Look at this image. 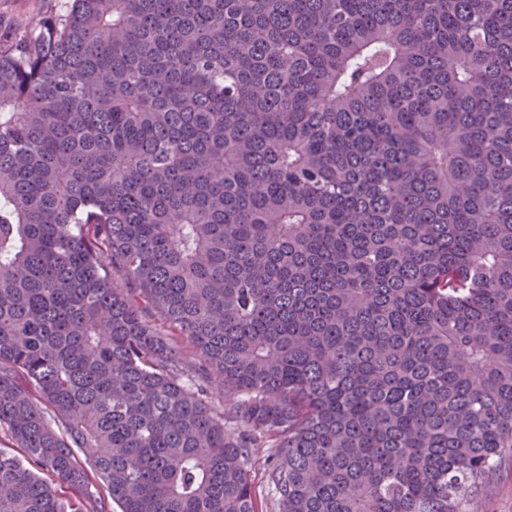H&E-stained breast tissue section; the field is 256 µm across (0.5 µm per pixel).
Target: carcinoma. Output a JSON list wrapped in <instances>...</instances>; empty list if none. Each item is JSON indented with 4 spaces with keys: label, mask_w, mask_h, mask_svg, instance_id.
I'll return each mask as SVG.
<instances>
[{
    "label": "carcinoma",
    "mask_w": 512,
    "mask_h": 512,
    "mask_svg": "<svg viewBox=\"0 0 512 512\" xmlns=\"http://www.w3.org/2000/svg\"><path fill=\"white\" fill-rule=\"evenodd\" d=\"M0 431V512H103L87 463L121 512H258V438L278 512H480L512 0H69L0 47ZM275 449L267 445L252 448L250 476L255 500L261 512H278L275 492L271 482V470Z\"/></svg>",
    "instance_id": "obj_1"
}]
</instances>
